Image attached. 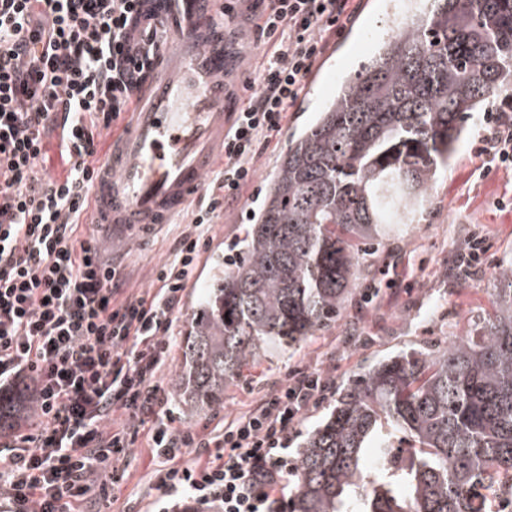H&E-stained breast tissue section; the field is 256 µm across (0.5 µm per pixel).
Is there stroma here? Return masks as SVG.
<instances>
[{"label": "stroma", "instance_id": "stroma-1", "mask_svg": "<svg viewBox=\"0 0 512 512\" xmlns=\"http://www.w3.org/2000/svg\"><path fill=\"white\" fill-rule=\"evenodd\" d=\"M357 12L341 36L332 37L316 75L320 86L302 92L290 108L281 134L259 160L255 181L239 202L226 210L214 230V240L199 267L198 280L187 289L176 331L186 335L194 311L219 268L242 257L243 242L265 202L266 188L277 172L292 135L309 125L324 99L336 88L343 72L356 70L370 59L378 37L392 26L396 0H353ZM484 134L482 113H475L448 169L440 171L430 190L420 223L384 238L373 257L371 272L362 274L335 322L306 337L293 348L278 349L251 362L240 379L224 390L223 404L188 413L170 399L176 427L215 425L224 416L243 412L249 402L297 369H321L333 380L323 402L310 406L288 450L296 458L307 432L314 429L335 403L338 389L358 371L384 357L409 349L433 350L467 335L490 309L488 291L494 288L495 267L512 255V209L498 199L512 197V172L482 176V158L475 141ZM182 224H163L149 231L133 229L131 240L117 243L110 230L84 224L81 235L100 240L106 259L120 264L125 286L139 292L150 287L159 265L173 254ZM485 238L481 263L465 264L474 233ZM145 440H138L119 464L123 480L111 502L86 501L83 512H149L159 493Z\"/></svg>", "mask_w": 512, "mask_h": 512}]
</instances>
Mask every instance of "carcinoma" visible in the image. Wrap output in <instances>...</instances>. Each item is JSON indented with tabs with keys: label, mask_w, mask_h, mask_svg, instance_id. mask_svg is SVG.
Listing matches in <instances>:
<instances>
[{
	"label": "carcinoma",
	"mask_w": 512,
	"mask_h": 512,
	"mask_svg": "<svg viewBox=\"0 0 512 512\" xmlns=\"http://www.w3.org/2000/svg\"><path fill=\"white\" fill-rule=\"evenodd\" d=\"M428 2L288 145L244 259L214 278L183 337L173 388L188 409L223 403L247 363L328 326L365 246L420 222L467 117L512 86V0ZM494 277L479 335L389 356L339 391L300 449L288 512H492L497 494L512 498V257ZM32 408L25 389L0 392V433Z\"/></svg>",
	"instance_id": "cac0c4a2"
}]
</instances>
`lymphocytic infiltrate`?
Wrapping results in <instances>:
<instances>
[{
  "mask_svg": "<svg viewBox=\"0 0 512 512\" xmlns=\"http://www.w3.org/2000/svg\"><path fill=\"white\" fill-rule=\"evenodd\" d=\"M144 0H0V385L29 377L33 432L0 454V512H80L97 477L146 435L161 498L203 512H272L288 483V442L329 384L299 369L206 432L161 422L158 376L210 232L258 173L319 65L353 18L349 0H251L258 53L244 108L231 114L224 166L209 179L151 288L124 294L120 265L79 235L106 135L129 112L157 45ZM475 152L512 171V115L485 113ZM60 130L70 170L40 168ZM190 463H181L182 455Z\"/></svg>",
  "mask_w": 512,
  "mask_h": 512,
  "instance_id": "f902f5d3",
  "label": "lymphocytic infiltrate"
}]
</instances>
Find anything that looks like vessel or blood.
<instances>
[{"mask_svg":"<svg viewBox=\"0 0 512 512\" xmlns=\"http://www.w3.org/2000/svg\"><path fill=\"white\" fill-rule=\"evenodd\" d=\"M144 11L158 31V64L94 184L93 221L118 239L133 226L168 223L202 190L213 142L240 104L226 78L244 69L243 48L228 44L234 22L217 0H146Z\"/></svg>","mask_w":512,"mask_h":512,"instance_id":"b4317fda","label":"vessel or blood"}]
</instances>
